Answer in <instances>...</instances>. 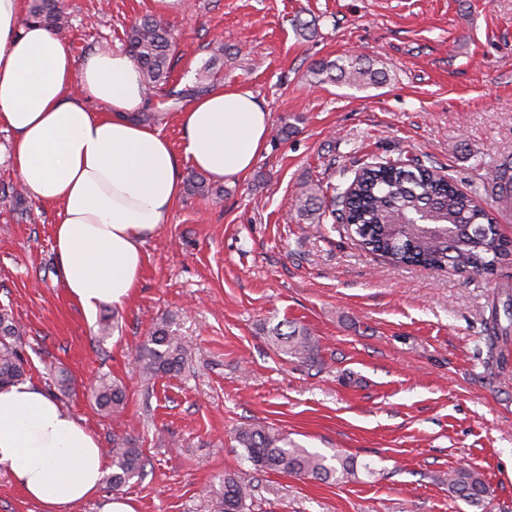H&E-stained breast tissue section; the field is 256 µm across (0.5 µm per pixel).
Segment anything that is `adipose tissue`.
<instances>
[{
	"mask_svg": "<svg viewBox=\"0 0 512 512\" xmlns=\"http://www.w3.org/2000/svg\"><path fill=\"white\" fill-rule=\"evenodd\" d=\"M145 97L123 51L76 58L71 42L0 0V129L26 194L57 206L59 278L86 313L123 305L142 246L182 194V167L246 177L268 148L270 113L248 89L217 86L178 114L182 148L135 120ZM0 466L41 512L96 495L108 470L98 438L38 384L0 387Z\"/></svg>",
	"mask_w": 512,
	"mask_h": 512,
	"instance_id": "adipose-tissue-1",
	"label": "adipose tissue"
}]
</instances>
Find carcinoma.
<instances>
[{"mask_svg":"<svg viewBox=\"0 0 512 512\" xmlns=\"http://www.w3.org/2000/svg\"><path fill=\"white\" fill-rule=\"evenodd\" d=\"M26 19L54 31L68 24L58 0H28ZM126 51L139 65L146 89L160 90L174 104L210 90L208 76L197 78L189 88L168 87L176 38L168 26L145 16L126 32ZM315 77L325 76L350 87L378 86L386 73L374 68L372 60L346 55L312 64ZM489 180L498 187L512 184V162L493 167ZM300 216L322 224L332 220L350 227L360 245L391 265L421 264L431 269L450 268L458 273L495 275L512 267V241L502 236L488 206L478 193H466L456 180L434 165L418 161L408 165L385 162L360 168L343 189L334 185L303 184L296 198ZM277 324L269 335L273 349L286 358L310 365L321 363L320 345L304 328ZM137 361L144 377L180 372L188 361V348L166 323L158 324L139 346ZM21 329L8 308L0 309V385L26 380ZM98 409L107 416L119 415L125 406L126 390L117 379L101 382L93 391ZM234 440L243 448L244 459L253 470L304 476L324 483L354 472L348 459L335 463L318 452L296 446L278 445V440L261 429H241ZM112 473L106 483L118 493L144 470L143 450L130 434L112 438L109 450ZM448 492L476 506L489 495L483 475L460 468L448 475ZM253 485L235 473L224 475L218 492V512H249Z\"/></svg>","mask_w":512,"mask_h":512,"instance_id":"carcinoma-1","label":"carcinoma"}]
</instances>
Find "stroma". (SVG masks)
Listing matches in <instances>:
<instances>
[{"label":"stroma","mask_w":512,"mask_h":512,"mask_svg":"<svg viewBox=\"0 0 512 512\" xmlns=\"http://www.w3.org/2000/svg\"><path fill=\"white\" fill-rule=\"evenodd\" d=\"M76 58L122 48L129 26L161 16L179 52L171 83L246 87L271 116L269 147L224 196L182 194L142 246L122 307L86 314L57 278L56 208L0 204V307L23 329L28 378L110 448L129 432L146 457L122 497L135 512H217L228 472L253 474L237 429L341 455L336 484L253 474L251 512H512V335L491 336L505 275L390 266L343 227L293 207L308 181L348 183L368 160L413 158L485 189L512 158V0H60ZM315 21L301 35L295 21ZM237 53L236 67L215 47ZM362 55L377 87L318 82L319 60ZM287 136H280L281 126ZM111 316L112 334L99 321ZM292 321L322 363L277 354L269 329ZM185 338V370L145 383L136 349L155 324ZM67 375L70 385L57 381ZM126 387L122 416L98 411L100 378ZM481 473V506L455 499L448 474Z\"/></svg>","instance_id":"obj_1"}]
</instances>
